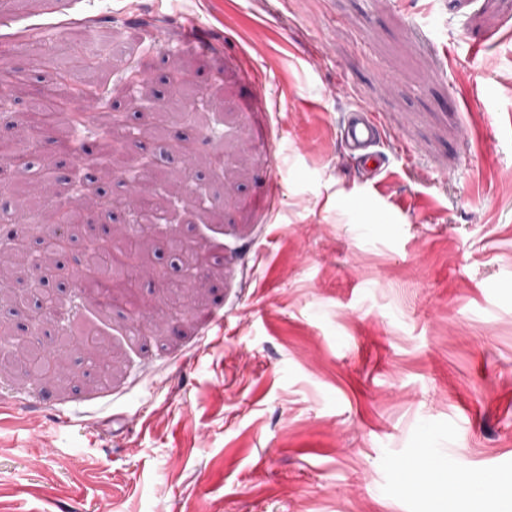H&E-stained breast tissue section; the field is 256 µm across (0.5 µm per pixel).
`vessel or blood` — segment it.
I'll use <instances>...</instances> for the list:
<instances>
[{
  "label": "vessel or blood",
  "instance_id": "obj_1",
  "mask_svg": "<svg viewBox=\"0 0 512 512\" xmlns=\"http://www.w3.org/2000/svg\"><path fill=\"white\" fill-rule=\"evenodd\" d=\"M340 136L346 149L358 154L368 178L378 177L383 170V159L377 147L386 133L377 112L369 108L349 112L340 128Z\"/></svg>",
  "mask_w": 512,
  "mask_h": 512
}]
</instances>
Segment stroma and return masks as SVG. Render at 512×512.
<instances>
[{"label":"stroma","instance_id":"35a3bbf8","mask_svg":"<svg viewBox=\"0 0 512 512\" xmlns=\"http://www.w3.org/2000/svg\"><path fill=\"white\" fill-rule=\"evenodd\" d=\"M54 37L47 65L34 30ZM16 40L0 88V134L22 131L33 92L73 65L87 34L126 33L88 74L98 114L130 109L119 81L182 62L213 102L198 150L204 206L164 213L142 274L112 290L107 341L119 372L101 383L75 352L66 384L0 370V512H424L397 474L431 448L454 471L512 480V10L494 0H0ZM479 45L471 53V45ZM266 101L262 112L247 99ZM379 112L380 184L338 136L342 113ZM172 118L164 140L198 135ZM24 171L0 160V242L38 248L47 227L16 213L42 158L75 155L43 137ZM278 181L276 210L265 194ZM126 214L87 210L46 290L88 295L85 245ZM178 238L199 254L192 303L173 308ZM73 314L32 331L0 301V332L47 348Z\"/></svg>","mask_w":512,"mask_h":512}]
</instances>
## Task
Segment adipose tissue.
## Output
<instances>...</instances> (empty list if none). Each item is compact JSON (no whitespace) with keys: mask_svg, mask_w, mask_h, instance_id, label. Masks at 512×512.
<instances>
[{"mask_svg":"<svg viewBox=\"0 0 512 512\" xmlns=\"http://www.w3.org/2000/svg\"><path fill=\"white\" fill-rule=\"evenodd\" d=\"M437 486L434 501L444 504V512H489L490 505L506 497L495 480L474 476L463 485L453 470H439Z\"/></svg>","mask_w":512,"mask_h":512,"instance_id":"1","label":"adipose tissue"}]
</instances>
